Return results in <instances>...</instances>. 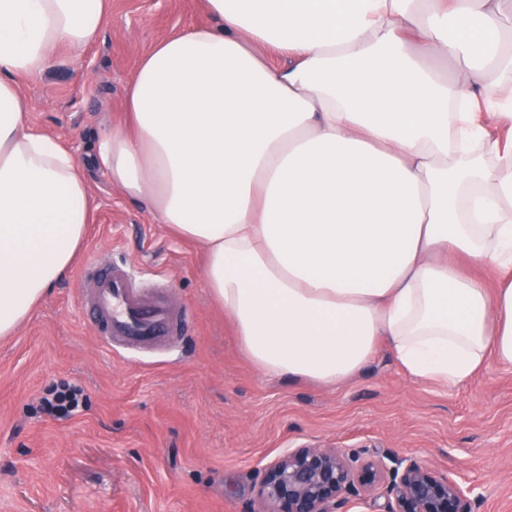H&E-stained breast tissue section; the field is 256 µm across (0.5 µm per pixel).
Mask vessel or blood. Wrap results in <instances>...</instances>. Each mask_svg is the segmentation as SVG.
Masks as SVG:
<instances>
[{"label":"vessel or blood","mask_w":512,"mask_h":512,"mask_svg":"<svg viewBox=\"0 0 512 512\" xmlns=\"http://www.w3.org/2000/svg\"><path fill=\"white\" fill-rule=\"evenodd\" d=\"M79 277L92 283L85 303L96 335L113 351L168 349L183 336L188 309L168 294L145 293L123 266L96 260Z\"/></svg>","instance_id":"1"}]
</instances>
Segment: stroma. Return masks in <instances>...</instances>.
Masks as SVG:
<instances>
[{
  "mask_svg": "<svg viewBox=\"0 0 512 512\" xmlns=\"http://www.w3.org/2000/svg\"><path fill=\"white\" fill-rule=\"evenodd\" d=\"M80 55L21 79L27 122L73 155L94 201L77 266L0 339V512H244L262 469L304 444L389 452L448 472L472 512H512V368L488 360L465 384L422 382L380 350L326 387L264 377L210 299L200 246L112 187L96 162L103 127L124 123L138 63L160 39L206 21L202 0H108ZM128 262L141 287L190 311L174 351L115 355L91 328L78 267ZM82 403L42 413L51 387Z\"/></svg>",
  "mask_w": 512,
  "mask_h": 512,
  "instance_id": "stroma-1",
  "label": "stroma"
}]
</instances>
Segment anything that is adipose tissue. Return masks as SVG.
<instances>
[{
  "instance_id": "1",
  "label": "adipose tissue",
  "mask_w": 512,
  "mask_h": 512,
  "mask_svg": "<svg viewBox=\"0 0 512 512\" xmlns=\"http://www.w3.org/2000/svg\"><path fill=\"white\" fill-rule=\"evenodd\" d=\"M97 143L114 187L199 245L266 377L335 386L387 347L412 377L512 367V0H204ZM107 0H0V338L73 265L92 198L19 76L79 52ZM287 56L272 66L269 54ZM459 72L450 77L439 63ZM489 269L494 288L456 258Z\"/></svg>"
}]
</instances>
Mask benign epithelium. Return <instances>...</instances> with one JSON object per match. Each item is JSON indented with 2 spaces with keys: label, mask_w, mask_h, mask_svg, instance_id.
Segmentation results:
<instances>
[{
  "label": "benign epithelium",
  "mask_w": 512,
  "mask_h": 512,
  "mask_svg": "<svg viewBox=\"0 0 512 512\" xmlns=\"http://www.w3.org/2000/svg\"><path fill=\"white\" fill-rule=\"evenodd\" d=\"M380 489L385 512H471L458 481L413 457L321 445L289 448L265 467L245 512H349L376 503Z\"/></svg>",
  "instance_id": "benign-epithelium-1"
}]
</instances>
